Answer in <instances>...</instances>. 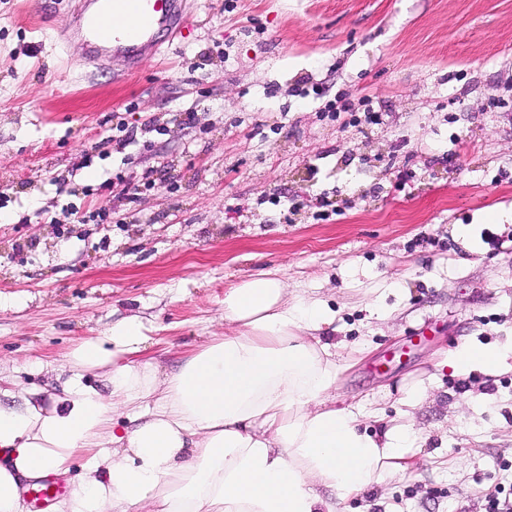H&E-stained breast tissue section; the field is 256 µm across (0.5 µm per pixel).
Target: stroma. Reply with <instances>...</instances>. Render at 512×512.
I'll return each instance as SVG.
<instances>
[{
    "instance_id": "35a3bbf8",
    "label": "stroma",
    "mask_w": 512,
    "mask_h": 512,
    "mask_svg": "<svg viewBox=\"0 0 512 512\" xmlns=\"http://www.w3.org/2000/svg\"><path fill=\"white\" fill-rule=\"evenodd\" d=\"M183 5L132 67L61 46L78 0H0V376L49 403L71 348L132 315L177 371L272 270L359 352L337 406L393 418L428 390L412 467L335 512L512 498V370L443 364L512 334V0Z\"/></svg>"
}]
</instances>
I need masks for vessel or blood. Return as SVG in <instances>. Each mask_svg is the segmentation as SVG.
<instances>
[{
	"label": "vessel or blood",
	"mask_w": 512,
	"mask_h": 512,
	"mask_svg": "<svg viewBox=\"0 0 512 512\" xmlns=\"http://www.w3.org/2000/svg\"><path fill=\"white\" fill-rule=\"evenodd\" d=\"M182 22L183 0H84L70 37L87 47L90 58L120 55L133 62L160 54L163 35ZM62 490V484L44 479L30 483L27 494L45 504Z\"/></svg>",
	"instance_id": "b4317fda"
}]
</instances>
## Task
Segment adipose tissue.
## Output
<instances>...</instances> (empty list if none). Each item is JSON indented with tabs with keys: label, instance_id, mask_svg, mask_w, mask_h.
<instances>
[{
	"label": "adipose tissue",
	"instance_id": "obj_1",
	"mask_svg": "<svg viewBox=\"0 0 512 512\" xmlns=\"http://www.w3.org/2000/svg\"><path fill=\"white\" fill-rule=\"evenodd\" d=\"M223 335L161 373L158 363L123 362L140 351L143 325L130 317L106 339L74 347L64 395L0 405V512H22L20 483L67 473L87 456L80 481L54 512H334L402 468L418 439L409 418L426 396L408 395L401 422L382 435L336 405L339 352L321 338L336 313L319 297L289 293L271 272L224 293ZM512 357V336L464 346L455 373L495 374ZM100 372L101 393L85 380ZM142 411L135 428L117 417Z\"/></svg>",
	"mask_w": 512,
	"mask_h": 512
}]
</instances>
